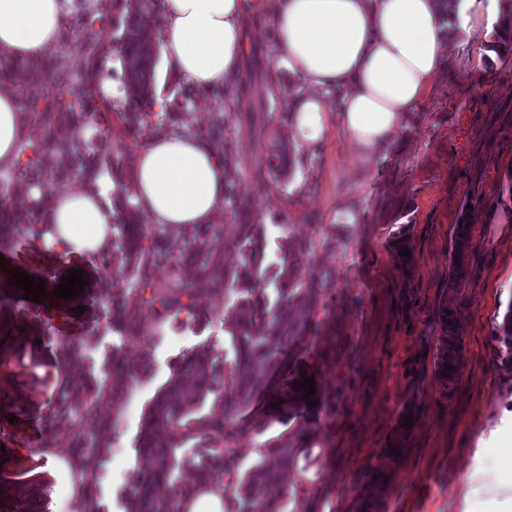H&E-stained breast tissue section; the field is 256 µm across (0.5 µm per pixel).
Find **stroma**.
Here are the masks:
<instances>
[{"label": "stroma", "instance_id": "stroma-1", "mask_svg": "<svg viewBox=\"0 0 512 512\" xmlns=\"http://www.w3.org/2000/svg\"><path fill=\"white\" fill-rule=\"evenodd\" d=\"M113 3L95 0L104 54L92 58L64 43L61 64L45 56L18 81L24 92L31 77H45L50 102L87 77L108 121L79 128L60 122L50 131L92 154L90 178L110 195L118 185L134 186L133 158L146 138L162 129L206 135L215 113L228 108V134L237 144L229 183L237 204L248 206L249 222L262 229V276L271 278L290 240L330 239L312 258L313 270L332 273L312 316L315 335L273 383L278 389L297 373L315 374L320 405L300 421L273 412L268 399L255 402L252 425L239 438L240 472L261 460L265 442L288 432L297 454L283 478V512H486L492 503L507 512L512 474L495 469L493 456L512 436V364L501 361L494 333L512 303V55L486 56L484 78L475 82L471 47L456 44L450 68L385 152L357 159L334 129L322 145L295 147L288 173L276 181L263 163L267 135L290 133L280 116L305 85L276 62L272 11L246 17L247 48L223 89L185 100L187 79L157 69L155 91L165 104L131 136L119 117L126 78ZM461 222L469 226L473 257L452 288L450 234ZM401 236L411 249L406 266L395 254ZM9 266L41 272L50 285L79 268L85 287L66 301L47 294L36 308L0 298V443L11 448L0 463V499L47 484L49 512H77L88 498L97 512H127L133 476L150 467L138 446L149 405L184 356L207 351L233 359L224 317L240 287L220 278L204 283L194 314L160 319L144 307L120 330L103 300L134 288V264L105 278L98 258L37 256L19 244ZM445 311L463 341L450 383L437 368ZM32 336L40 348L29 344ZM72 341L82 346L76 362L64 349ZM116 355L124 369H113ZM96 386L103 394L92 409L93 451L73 452L66 418L43 442L41 423L58 390L84 404Z\"/></svg>", "mask_w": 512, "mask_h": 512}]
</instances>
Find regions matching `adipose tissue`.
Returning <instances> with one entry per match:
<instances>
[{
    "label": "adipose tissue",
    "mask_w": 512,
    "mask_h": 512,
    "mask_svg": "<svg viewBox=\"0 0 512 512\" xmlns=\"http://www.w3.org/2000/svg\"><path fill=\"white\" fill-rule=\"evenodd\" d=\"M61 0H0V56L37 64L58 43ZM264 0H164L166 65L198 88L223 87L247 45L242 18ZM503 24L501 0H454L444 23L438 0H275L278 65L309 87L292 102L300 145L322 143L337 127L359 154L384 151L406 113L427 97L452 61V34L465 40ZM339 94L338 107L327 95ZM13 83H0V170L25 151ZM138 201L155 224L213 223L224 205V154L205 138L155 133L134 157ZM112 202L96 183L72 178L40 212L31 246L73 260L112 247Z\"/></svg>",
    "instance_id": "ef3b65f1"
}]
</instances>
